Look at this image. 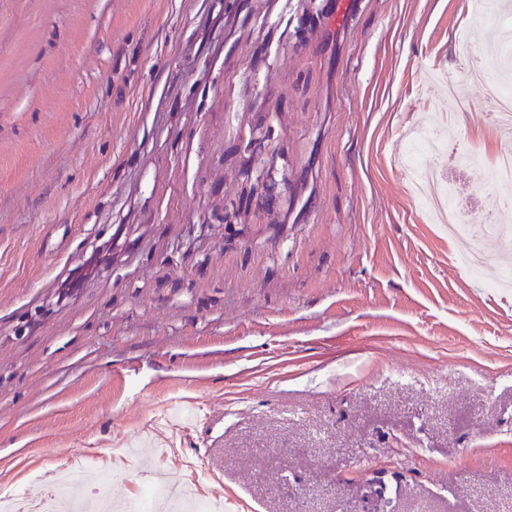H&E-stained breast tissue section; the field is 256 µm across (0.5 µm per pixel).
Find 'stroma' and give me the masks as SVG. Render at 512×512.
<instances>
[{
	"instance_id": "1",
	"label": "stroma",
	"mask_w": 512,
	"mask_h": 512,
	"mask_svg": "<svg viewBox=\"0 0 512 512\" xmlns=\"http://www.w3.org/2000/svg\"><path fill=\"white\" fill-rule=\"evenodd\" d=\"M0 0V487L117 512H512L504 235L467 0ZM453 132L413 190L404 137ZM481 161L460 169L457 157Z\"/></svg>"
}]
</instances>
